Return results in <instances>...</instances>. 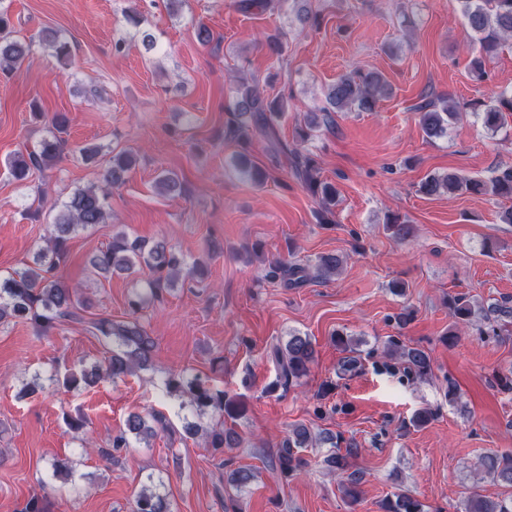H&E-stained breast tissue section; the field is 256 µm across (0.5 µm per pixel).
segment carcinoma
I'll list each match as a JSON object with an SVG mask.
<instances>
[{"label": "carcinoma", "instance_id": "carcinoma-1", "mask_svg": "<svg viewBox=\"0 0 512 512\" xmlns=\"http://www.w3.org/2000/svg\"><path fill=\"white\" fill-rule=\"evenodd\" d=\"M282 6L291 3V8L302 26L318 25V15L309 7V0H238L237 9L244 14L263 12L272 3ZM467 28L480 44L481 51L470 60L471 68L484 73L486 58L501 49L512 38V0H458ZM127 22L134 28L137 37L147 50L157 48V39L148 29L142 27V19L137 8L130 7ZM53 56L62 65H69L71 50L68 40L62 34L50 30L43 37ZM287 33L277 30L266 35L265 47L270 55L282 59L285 54ZM31 53V43L14 36L8 10L0 6V72L10 74L20 70ZM388 93L384 76L378 72H364L353 69L339 76L325 91V102L317 111L309 113L306 126L298 127L297 139L304 143L310 132L334 123V112H373L380 100ZM477 116L489 130L503 125V113L512 112V92H502L496 102L474 104ZM230 118L224 130V137L241 146H248L253 138H262L272 151H277L280 142L277 138L274 121L287 112L286 101L281 96L271 97L259 83L236 85L233 102L228 109ZM420 125L426 137L440 138L456 116L455 108L447 99L436 103L430 101L418 108ZM62 153V140L56 136L42 139L39 145L26 152H18L6 161L10 176L23 184L35 171L53 168ZM132 165V153L121 149L112 152L104 180L110 187L123 184ZM239 170L247 179L256 184L264 182L265 173L246 159H239ZM296 174L303 179L309 191L320 198L322 210L320 219L328 223L336 205V188L316 176V162L308 155L298 157ZM161 195H176L182 192V183L174 173L162 174L155 183ZM419 191L426 196H440L465 192L512 199V167L497 171L489 180L462 176L449 172L443 175H429L420 184ZM109 192L96 186L78 188L69 193L60 203L53 222V230L45 238L44 245L35 253L33 265L15 270L5 278H0V323L27 322L47 333L62 320H79V310L84 301L78 297V288L61 282L53 274L69 250V242L74 232L96 224H105L110 218L108 205ZM386 230L396 241H404L413 235V225L400 215L391 214L387 218ZM344 263L341 255L327 253L318 256L314 272L306 268L277 261L271 266L270 276L285 278L290 286L300 285L310 279L327 280L336 275ZM93 272L102 277L116 273H129L137 268L148 269L146 280L149 294L156 289L172 286L179 280L195 278L204 274L198 263H187L177 256L173 247L163 239L148 242L143 239H129L124 233L112 235V241L94 253L88 261ZM450 307L457 323L468 326L490 324L487 330L479 329L484 336H497L502 327L512 325V302L503 300L484 306L464 296L450 300ZM100 335L112 341V351L103 364L90 370L84 369L81 375L70 374L63 381V387L75 389L79 385L91 387L105 376L113 381L123 379L136 369H146L151 365L155 347L154 339L135 321L116 322L101 319L95 324ZM386 355L397 361L404 373L418 379L427 378L431 372L428 355L419 348L402 347L389 340ZM272 357L279 373L270 390L290 387L306 376L310 365L315 362V347L310 337L294 333L282 346L272 348ZM169 393L188 398L194 414L198 417L211 413L213 423L207 427L192 421L185 425V432L198 436L206 448H237L239 435L231 428L224 427V418L234 419L244 411V405L227 397L222 391H212L205 387L197 376L180 375L166 381ZM157 434V429L148 424L146 416L130 413L125 419L124 428L113 439L112 447L100 453L112 458V449L128 448V436L147 439ZM329 443L336 447L335 437L319 433L312 435L305 426L293 428L277 456V468L281 476L290 479L305 466L299 449L313 444ZM357 452L347 448L346 454L332 453L326 459L332 471L346 474L342 482L344 494L356 501L361 495V477L355 472H347V456ZM480 466L486 477L494 483L512 487V454L489 455L481 459ZM385 512H425V505L405 493H398L384 505ZM134 512H170L165 496L150 485L142 487L135 495ZM465 512H512V494L502 499H489L480 495L467 499Z\"/></svg>", "mask_w": 512, "mask_h": 512}]
</instances>
